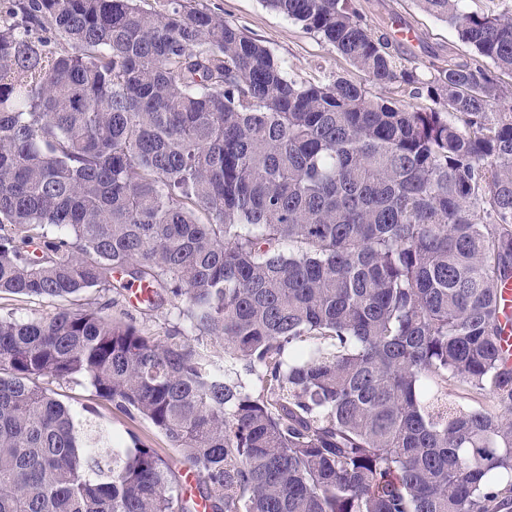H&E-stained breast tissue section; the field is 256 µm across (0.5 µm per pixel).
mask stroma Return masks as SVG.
<instances>
[{
	"label": "stroma",
	"mask_w": 512,
	"mask_h": 512,
	"mask_svg": "<svg viewBox=\"0 0 512 512\" xmlns=\"http://www.w3.org/2000/svg\"><path fill=\"white\" fill-rule=\"evenodd\" d=\"M200 7L222 16L246 34L260 40L284 63L290 75L300 81H326L342 75L360 80V73L336 49L319 36L305 31L288 17L266 7L262 0H199ZM360 12L370 27L379 34L395 37L399 53L408 63L425 67L434 58L450 56L469 59L470 52L448 25L420 10L414 0H357ZM79 305H107L116 321H133L141 331L158 340H166L178 325L171 305L151 309L132 304L126 290L93 288L80 294ZM56 301L34 296L0 293V317L20 320L39 319L52 315ZM57 399L74 410L94 407L98 420L113 437L129 441L137 437L169 462L175 474H182L187 465L168 438L147 421L120 413L113 404L95 396L92 390L76 382L44 380Z\"/></svg>",
	"instance_id": "obj_1"
}]
</instances>
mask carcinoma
I'll list each match as a JSON object with an SVG mask.
<instances>
[{"label":"carcinoma","mask_w":512,"mask_h":512,"mask_svg":"<svg viewBox=\"0 0 512 512\" xmlns=\"http://www.w3.org/2000/svg\"><path fill=\"white\" fill-rule=\"evenodd\" d=\"M167 2L0 17V292L60 303L0 318V512H512V7L416 0L472 54L424 77L355 0H265L364 76L313 83ZM395 84L432 106L372 93ZM119 272L256 386L203 343L69 306ZM43 378L149 421L197 494ZM501 322L504 331L501 336L500 345L502 350L511 355L512 359V283L508 282L502 290Z\"/></svg>","instance_id":"obj_1"}]
</instances>
